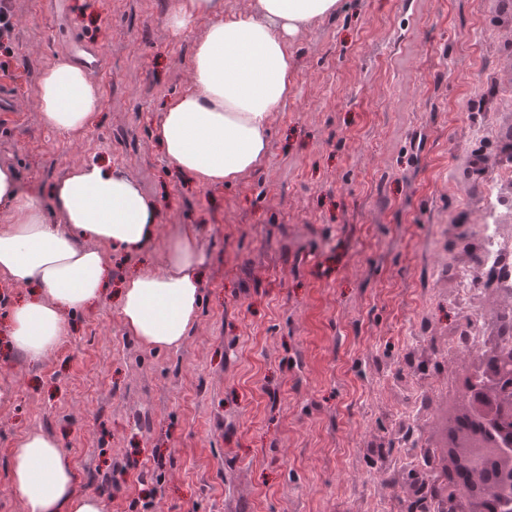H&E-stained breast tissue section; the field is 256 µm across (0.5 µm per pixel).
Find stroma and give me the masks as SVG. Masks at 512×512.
Returning <instances> with one entry per match:
<instances>
[{
    "mask_svg": "<svg viewBox=\"0 0 512 512\" xmlns=\"http://www.w3.org/2000/svg\"><path fill=\"white\" fill-rule=\"evenodd\" d=\"M170 0H10L14 55L0 92V160L52 208L55 182L89 159L135 179L163 217L160 242L197 225L198 319L156 351L128 334L122 279L152 255L111 254L112 282L71 314L45 358L0 330V512L16 438L41 430L104 512H400L411 448H431L461 372L449 364L459 274L478 237L451 230L484 204L475 157L495 170L512 135L506 0H340L290 40L294 83L266 160L201 187L158 148L165 101L187 87L197 21ZM91 67L98 117L72 136L35 104L42 70ZM487 125L492 133L475 137ZM427 400L404 424L411 389ZM160 495H153L154 486Z\"/></svg>",
    "mask_w": 512,
    "mask_h": 512,
    "instance_id": "stroma-1",
    "label": "stroma"
}]
</instances>
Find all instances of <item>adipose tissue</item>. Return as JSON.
Wrapping results in <instances>:
<instances>
[{"instance_id": "1", "label": "adipose tissue", "mask_w": 512, "mask_h": 512, "mask_svg": "<svg viewBox=\"0 0 512 512\" xmlns=\"http://www.w3.org/2000/svg\"><path fill=\"white\" fill-rule=\"evenodd\" d=\"M339 0H250L226 17L224 0H174L170 26L208 24L195 42L187 90L168 100L155 126L167 159L198 185H231L255 171L269 151L274 112L292 85L288 41L333 13ZM99 89L68 57L44 68L37 103L45 125L77 135L95 119ZM54 207L25 192L16 169L0 162V280L37 295L14 307L9 336L29 359L47 356L67 329L68 314L98 301L111 247L137 255L156 248L161 213L126 174L96 161L72 166L53 186ZM156 264L127 278L120 316L150 349L179 347L201 302L204 263L194 225H182ZM70 457L55 438L30 431L11 450L10 490L23 512H102L100 497L77 489Z\"/></svg>"}]
</instances>
